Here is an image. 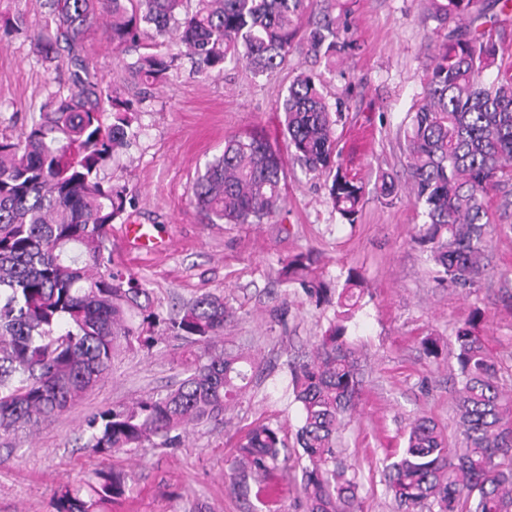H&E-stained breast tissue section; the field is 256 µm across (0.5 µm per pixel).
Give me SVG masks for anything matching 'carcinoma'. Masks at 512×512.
I'll return each mask as SVG.
<instances>
[{
  "label": "carcinoma",
  "instance_id": "carcinoma-1",
  "mask_svg": "<svg viewBox=\"0 0 512 512\" xmlns=\"http://www.w3.org/2000/svg\"><path fill=\"white\" fill-rule=\"evenodd\" d=\"M52 38L38 40L44 59L74 68L72 89L44 106L18 134L0 138V430L38 426L73 406L109 373L122 347H150L155 335L204 347L206 359L187 367L166 394L94 414L84 443L107 458L153 443L178 448L190 425L224 419L228 401L254 365L240 353L213 349L230 317L224 296L201 294L163 318L150 291L109 248L112 224L129 203L126 190L103 186L100 170L127 142L134 109L98 82L81 75L82 54L93 28L115 51H138L127 64L134 76L166 81L176 38L205 72L228 63L254 73L288 60L298 21L312 0H48ZM443 21L469 18L448 32L435 55L423 97L410 114L406 178L382 171L374 184L379 202L407 196L422 224L413 243L430 253L436 279L463 290L487 273L488 235H512V224L492 220L485 198L512 181V61L498 55L483 19L508 15L506 0H432ZM155 32L140 46L143 27ZM308 50L331 64L344 50L336 22L310 28ZM497 72L489 82L487 74ZM287 148L309 173L326 176L333 207L357 222L366 186L336 161L332 113L311 75L300 74L282 102ZM281 154L261 135L233 136L192 185L197 207L210 224H259L285 206ZM312 253L293 256L284 281L299 285L316 303L330 304L332 289L315 270ZM366 290L364 276L347 271L336 316L308 358L292 371L301 404V489L305 512H358V485L338 459L336 438L353 409L361 379L346 325ZM475 313L455 332L458 366L455 403L461 446L428 416L412 422L406 444L385 466L388 490L401 512L423 504L437 512H512V389L500 382ZM280 428L251 427L239 441L238 483L266 505L273 472L288 470ZM128 475L111 466L86 485L60 486L53 512H112L130 491Z\"/></svg>",
  "mask_w": 512,
  "mask_h": 512
}]
</instances>
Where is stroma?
<instances>
[{
    "instance_id": "obj_1",
    "label": "stroma",
    "mask_w": 512,
    "mask_h": 512,
    "mask_svg": "<svg viewBox=\"0 0 512 512\" xmlns=\"http://www.w3.org/2000/svg\"><path fill=\"white\" fill-rule=\"evenodd\" d=\"M313 19L336 22L349 47L326 68L296 41L288 63L264 75L238 65L223 73L196 72L182 48L177 68L160 84L131 77L130 57L113 51L102 33L87 44V60L103 89L141 107L128 143L103 168L106 185L125 186L133 198L112 226L116 260L142 278L156 312L204 293L223 295L233 310L224 330L229 351L253 354L260 363L251 385L223 421L194 426L179 448H136L106 462L127 472L132 493L115 512H304L300 470L280 477L268 507L234 490L230 474L244 427L280 426L289 452H298L300 404L289 363L308 353L334 318L331 305H315L301 288L284 289L281 269L299 253L313 252L327 280L341 288L349 268L365 277L367 291L347 323L356 349L362 390L351 420L340 433V456L358 482L361 512H399L385 480L391 454L405 446V430L419 416L432 417L458 442L452 393L456 373L450 350L457 327L473 311L483 315L482 333L512 386V237L494 238L489 274L480 286L461 290L438 284L425 254L411 238L419 218L409 202L393 207L367 193L356 224L336 212L324 177L285 166L286 205L259 224L206 223L191 187L205 164L224 151L235 134H265L284 147L282 99L302 72L319 75L323 93L342 117L335 127L339 159L366 185L378 169L402 170L408 115L419 101L433 57L460 22L438 20L430 0H314ZM18 29L0 34V134L15 133L52 98L68 94L67 66L44 62L37 33L52 35L45 0H0ZM154 226L165 249L133 254L121 237L124 223ZM288 294V326L271 324L273 293ZM436 338L438 357H426L425 338ZM200 346L160 337L151 349L122 352L107 377L80 402L36 428L0 432V512H52L54 489L64 481L91 479L104 460L83 447L86 419L165 392Z\"/></svg>"
}]
</instances>
